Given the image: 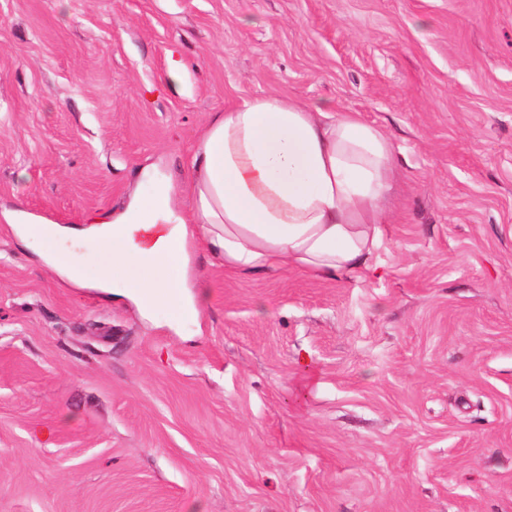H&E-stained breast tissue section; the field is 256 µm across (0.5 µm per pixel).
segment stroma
<instances>
[{"mask_svg": "<svg viewBox=\"0 0 512 512\" xmlns=\"http://www.w3.org/2000/svg\"><path fill=\"white\" fill-rule=\"evenodd\" d=\"M270 93L393 145L361 279L196 245L180 324L40 259L91 283L104 244L3 217L184 187ZM0 512H512V0H0Z\"/></svg>", "mask_w": 512, "mask_h": 512, "instance_id": "stroma-1", "label": "stroma"}]
</instances>
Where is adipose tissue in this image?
I'll return each instance as SVG.
<instances>
[{"label": "adipose tissue", "instance_id": "ef3b65f1", "mask_svg": "<svg viewBox=\"0 0 512 512\" xmlns=\"http://www.w3.org/2000/svg\"><path fill=\"white\" fill-rule=\"evenodd\" d=\"M393 164L388 137L358 114L333 116L270 94L210 118L189 161L187 213H178L171 184L159 179L148 198L111 221L54 233L76 244L109 243L97 288L118 295L139 287L193 322L200 304L185 293L192 241L238 272L361 277L381 245Z\"/></svg>", "mask_w": 512, "mask_h": 512}]
</instances>
